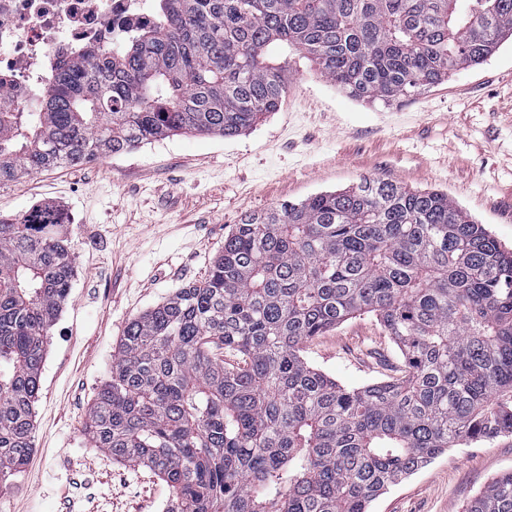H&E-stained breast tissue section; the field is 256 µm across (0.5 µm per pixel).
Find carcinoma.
Masks as SVG:
<instances>
[{"label": "carcinoma", "mask_w": 512, "mask_h": 512, "mask_svg": "<svg viewBox=\"0 0 512 512\" xmlns=\"http://www.w3.org/2000/svg\"><path fill=\"white\" fill-rule=\"evenodd\" d=\"M458 2L155 0L38 111L0 89V187L177 132L234 137L279 107L290 49L356 99L430 88L512 37V0ZM74 264L54 210L0 216V479L33 448ZM369 313L398 376L347 388L301 356ZM85 430L166 482V512H368L446 449L512 434V252L448 195L377 177L247 214L202 281L127 324ZM466 512H512V471Z\"/></svg>", "instance_id": "carcinoma-1"}]
</instances>
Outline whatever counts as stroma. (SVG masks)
I'll list each match as a JSON object with an SVG mask.
<instances>
[{"label":"stroma","instance_id":"1","mask_svg":"<svg viewBox=\"0 0 512 512\" xmlns=\"http://www.w3.org/2000/svg\"><path fill=\"white\" fill-rule=\"evenodd\" d=\"M277 111L232 138L178 133L0 187V214L51 206L76 256L50 331L34 406V448L0 491V512H163L167 485L92 447L84 424L112 375L126 324L200 281L248 212L346 188L365 177L439 190L512 250V39L482 65L389 103L351 97L291 53ZM376 340L377 356L362 355ZM345 386L381 381L397 347L357 316L303 347ZM512 470V435L451 448L370 512H465Z\"/></svg>","mask_w":512,"mask_h":512}]
</instances>
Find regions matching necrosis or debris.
Listing matches in <instances>:
<instances>
[{
	"mask_svg": "<svg viewBox=\"0 0 512 512\" xmlns=\"http://www.w3.org/2000/svg\"><path fill=\"white\" fill-rule=\"evenodd\" d=\"M152 0H0V74L12 110L52 88L58 66L117 44L151 19Z\"/></svg>",
	"mask_w": 512,
	"mask_h": 512,
	"instance_id": "necrosis-or-debris-1",
	"label": "necrosis or debris"
}]
</instances>
